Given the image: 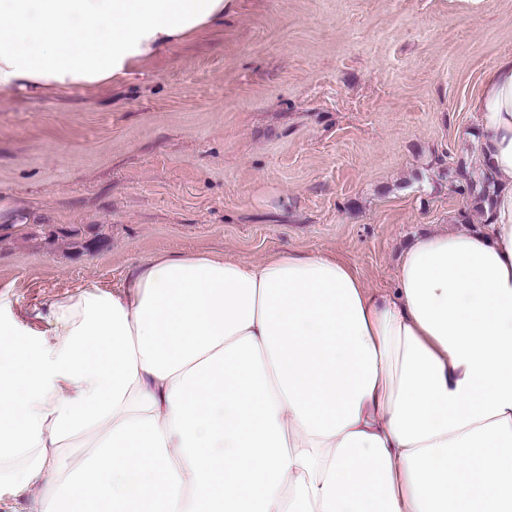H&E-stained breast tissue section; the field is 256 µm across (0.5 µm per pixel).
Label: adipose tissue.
I'll return each mask as SVG.
<instances>
[{"mask_svg": "<svg viewBox=\"0 0 512 512\" xmlns=\"http://www.w3.org/2000/svg\"><path fill=\"white\" fill-rule=\"evenodd\" d=\"M224 3L0 0V97L129 78ZM473 110L488 226L418 238L390 290L325 254L156 255L28 342L0 325V512H512V56Z\"/></svg>", "mask_w": 512, "mask_h": 512, "instance_id": "1", "label": "adipose tissue"}]
</instances>
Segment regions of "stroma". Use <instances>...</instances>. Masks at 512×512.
<instances>
[{
  "mask_svg": "<svg viewBox=\"0 0 512 512\" xmlns=\"http://www.w3.org/2000/svg\"><path fill=\"white\" fill-rule=\"evenodd\" d=\"M512 0H231L223 23L94 91L0 103V320L158 253H329L391 288L461 231L471 109Z\"/></svg>",
  "mask_w": 512,
  "mask_h": 512,
  "instance_id": "stroma-1",
  "label": "stroma"
}]
</instances>
